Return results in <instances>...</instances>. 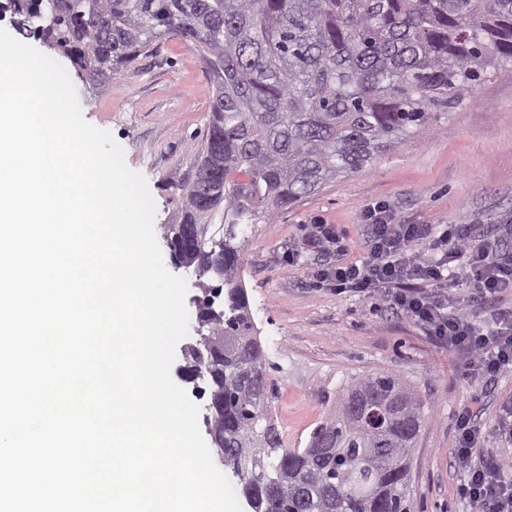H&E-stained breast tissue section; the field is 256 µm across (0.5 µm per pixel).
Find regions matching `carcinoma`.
Instances as JSON below:
<instances>
[{"mask_svg":"<svg viewBox=\"0 0 512 512\" xmlns=\"http://www.w3.org/2000/svg\"><path fill=\"white\" fill-rule=\"evenodd\" d=\"M92 73L107 79L168 34L196 51L215 86L207 142L183 217L204 224L195 251L224 252V280L202 309L209 329L200 394L206 431L252 512H415L410 467L425 403L399 374L351 379L303 448L268 417L266 358L237 279L242 224L358 174L429 130L498 68L512 66V0H50Z\"/></svg>","mask_w":512,"mask_h":512,"instance_id":"1","label":"carcinoma"}]
</instances>
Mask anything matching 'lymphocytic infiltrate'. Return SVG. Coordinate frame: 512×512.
<instances>
[{"label":"lymphocytic infiltrate","instance_id":"obj_1","mask_svg":"<svg viewBox=\"0 0 512 512\" xmlns=\"http://www.w3.org/2000/svg\"><path fill=\"white\" fill-rule=\"evenodd\" d=\"M364 251L347 260L348 241L335 224L303 227L311 249L335 256L319 273L336 294L382 298L456 356L481 384L512 371V249L497 234L473 235L466 224H395L384 210L369 214ZM475 403L456 414L458 494L472 512H512V470L479 456L485 431Z\"/></svg>","mask_w":512,"mask_h":512}]
</instances>
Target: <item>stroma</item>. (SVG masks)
Here are the masks:
<instances>
[{
    "mask_svg": "<svg viewBox=\"0 0 512 512\" xmlns=\"http://www.w3.org/2000/svg\"><path fill=\"white\" fill-rule=\"evenodd\" d=\"M0 27L70 74L84 119L108 131L128 168L146 180L166 269L186 280L188 296L197 295L193 272L177 265L164 235L165 225L181 220L184 186L206 145L213 87L197 52L181 37H164L99 80L48 19L9 10L0 14ZM376 206L396 224H470L482 231L512 225L511 66L365 171L283 207L276 223L246 227L239 266L273 386L269 414L286 447L306 443L351 376L397 372L419 390L430 413L409 484L417 512H469L457 492L463 471L455 462V415L480 396L484 453L512 458V442L494 430L512 400V372L473 384L459 360L408 317L380 300L314 284L327 259L305 248L303 226L318 220L339 225L354 260L363 253L366 214Z\"/></svg>",
    "mask_w": 512,
    "mask_h": 512,
    "instance_id": "obj_1",
    "label": "stroma"
}]
</instances>
